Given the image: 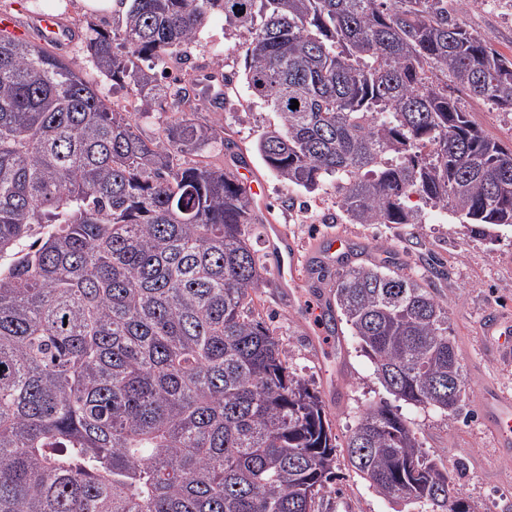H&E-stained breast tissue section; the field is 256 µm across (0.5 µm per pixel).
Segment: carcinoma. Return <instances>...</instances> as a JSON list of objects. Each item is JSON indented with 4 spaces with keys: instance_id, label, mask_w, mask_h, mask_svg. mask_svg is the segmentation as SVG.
<instances>
[{
    "instance_id": "1",
    "label": "carcinoma",
    "mask_w": 512,
    "mask_h": 512,
    "mask_svg": "<svg viewBox=\"0 0 512 512\" xmlns=\"http://www.w3.org/2000/svg\"><path fill=\"white\" fill-rule=\"evenodd\" d=\"M121 2L84 44L133 89L122 112L51 50L0 36V512H312L336 437L255 315L256 216L230 170L182 160L236 143L194 122L208 90L156 66L224 15L278 119L256 144L277 177L336 181L351 224H420L415 194L494 241L512 228V148L448 90L512 112V56L448 0ZM165 106L164 138L143 137ZM333 298L395 398L456 411L467 381L428 285L351 266ZM345 448L380 496L473 512L392 407L366 408Z\"/></svg>"
}]
</instances>
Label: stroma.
I'll use <instances>...</instances> for the list:
<instances>
[{
  "mask_svg": "<svg viewBox=\"0 0 512 512\" xmlns=\"http://www.w3.org/2000/svg\"><path fill=\"white\" fill-rule=\"evenodd\" d=\"M59 16L76 37L54 46V53L95 76L81 35L91 25L112 30L117 17L85 14L75 5L61 10ZM461 18L469 30L489 37L496 49L512 55V6L498 0L493 6L462 13ZM180 53L188 61L170 64L171 77L208 67L234 78L223 108L216 112L202 109L195 119L203 125L223 126L267 188L261 222L246 227L260 255L268 253L264 244L268 224L288 232L302 267L321 238L337 236L353 244L348 252L350 264L386 265L430 277L448 310V325L468 383L453 416L395 400L346 324L338 326V344L325 346L318 341L307 308L313 301H328L329 289L301 287L289 294L272 272H265L255 306L283 345L291 371L322 401L338 442L332 478L315 512H417L377 494L351 467L343 446L358 416L368 406L379 404L397 406L416 430L426 455L446 469L477 512H512V458H504L497 448L482 407L483 398L512 397V363L493 357L483 330L487 313L512 317V229H501L493 242L473 238L465 235L451 214L432 211L421 224L347 223L335 183L307 193L280 180L257 155L255 145L276 116L249 92L242 77V40L223 16L213 15L197 40L181 47ZM462 104L487 137L512 145V112L467 97Z\"/></svg>",
  "mask_w": 512,
  "mask_h": 512,
  "instance_id": "1",
  "label": "stroma"
}]
</instances>
